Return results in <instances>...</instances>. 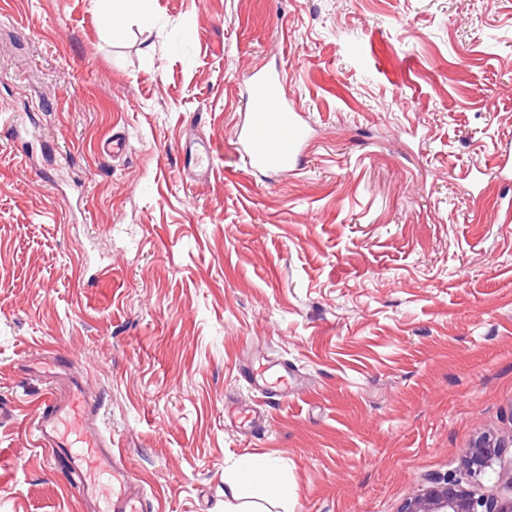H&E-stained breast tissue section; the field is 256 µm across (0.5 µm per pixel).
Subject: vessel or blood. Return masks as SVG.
Listing matches in <instances>:
<instances>
[{"mask_svg":"<svg viewBox=\"0 0 512 512\" xmlns=\"http://www.w3.org/2000/svg\"><path fill=\"white\" fill-rule=\"evenodd\" d=\"M286 83V74L276 70H259L251 77L246 102L250 117L241 134L250 170H291L309 145L308 129L287 95ZM256 390L265 398L287 396L288 377H261ZM32 435L50 461H64L79 477L78 492L93 503L95 512H148L138 479L113 448L111 435L100 427L98 404L88 397L66 360H58L49 378Z\"/></svg>","mask_w":512,"mask_h":512,"instance_id":"b4317fda","label":"vessel or blood"}]
</instances>
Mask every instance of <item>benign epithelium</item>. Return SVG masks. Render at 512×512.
I'll use <instances>...</instances> for the list:
<instances>
[{"label":"benign epithelium","instance_id":"7a95c632","mask_svg":"<svg viewBox=\"0 0 512 512\" xmlns=\"http://www.w3.org/2000/svg\"><path fill=\"white\" fill-rule=\"evenodd\" d=\"M505 451L495 436L481 435L465 450L461 466L472 481L479 482L494 472ZM402 512H512V497L480 498L456 480H434L406 500Z\"/></svg>","mask_w":512,"mask_h":512}]
</instances>
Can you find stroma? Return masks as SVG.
<instances>
[{"instance_id": "stroma-1", "label": "stroma", "mask_w": 512, "mask_h": 512, "mask_svg": "<svg viewBox=\"0 0 512 512\" xmlns=\"http://www.w3.org/2000/svg\"><path fill=\"white\" fill-rule=\"evenodd\" d=\"M260 68L310 123L299 171L242 158ZM1 116L0 512H92L29 429L55 355L152 512H224L234 481L401 512L485 433L503 476L472 490L512 493V0H0ZM260 381H257L255 389L257 392L265 398L270 395H279L281 397H288V373L276 375V376H265V372L259 375Z\"/></svg>"}]
</instances>
